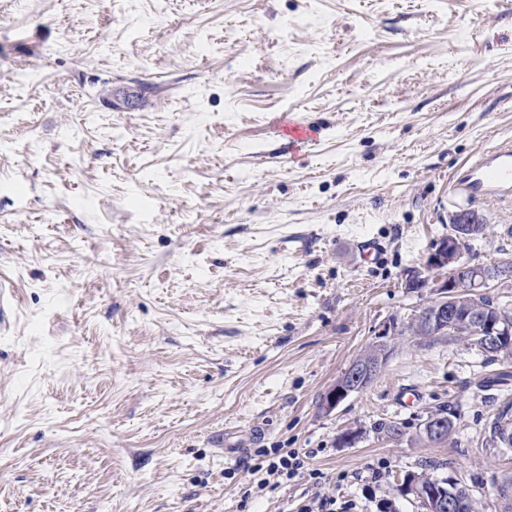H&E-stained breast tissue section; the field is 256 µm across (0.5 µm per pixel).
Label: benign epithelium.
I'll list each match as a JSON object with an SVG mask.
<instances>
[{"label": "benign epithelium", "instance_id": "benign-epithelium-1", "mask_svg": "<svg viewBox=\"0 0 512 512\" xmlns=\"http://www.w3.org/2000/svg\"><path fill=\"white\" fill-rule=\"evenodd\" d=\"M484 220L475 211L462 210L450 218L448 235L435 241L423 267L409 271L403 287L409 292L426 294V301L409 321L392 322L381 335L409 336L420 344L445 336L456 325L459 313L473 325L479 350L485 355L512 352V320L498 313L490 302V290L512 278V262L503 260L487 267L465 258L462 243L485 237ZM392 348L377 341L356 358L329 391L325 409L330 411L354 393L365 390L382 372ZM451 418L432 411L423 423L424 438L432 445L448 443ZM402 486L419 502L422 512H475L477 503L466 486L427 474H407Z\"/></svg>", "mask_w": 512, "mask_h": 512}]
</instances>
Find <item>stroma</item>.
Here are the masks:
<instances>
[{
    "mask_svg": "<svg viewBox=\"0 0 512 512\" xmlns=\"http://www.w3.org/2000/svg\"><path fill=\"white\" fill-rule=\"evenodd\" d=\"M509 141L512 0H0V512H421L410 472L500 512L474 346L396 337L321 403L452 214L512 255V204L455 188ZM445 403L447 444L372 431ZM275 448L296 477L252 473ZM392 348L387 341H377L356 358L329 391L325 409L331 411L354 393L365 390L382 372Z\"/></svg>",
    "mask_w": 512,
    "mask_h": 512,
    "instance_id": "stroma-1",
    "label": "stroma"
}]
</instances>
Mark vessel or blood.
<instances>
[{
    "label": "vessel or blood",
    "mask_w": 512,
    "mask_h": 512,
    "mask_svg": "<svg viewBox=\"0 0 512 512\" xmlns=\"http://www.w3.org/2000/svg\"><path fill=\"white\" fill-rule=\"evenodd\" d=\"M461 191L473 199H512V144L498 146L466 167L459 180Z\"/></svg>",
    "instance_id": "b4317fda"
}]
</instances>
